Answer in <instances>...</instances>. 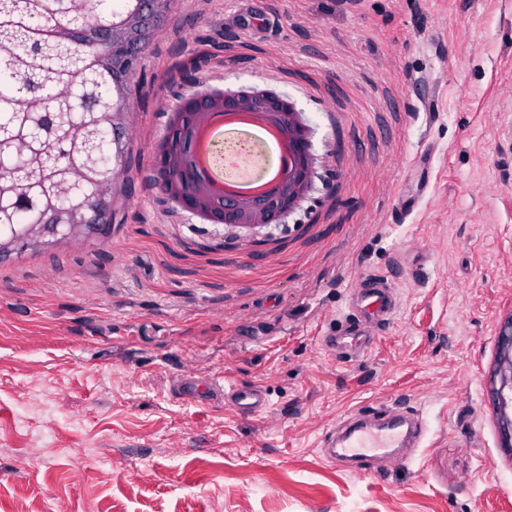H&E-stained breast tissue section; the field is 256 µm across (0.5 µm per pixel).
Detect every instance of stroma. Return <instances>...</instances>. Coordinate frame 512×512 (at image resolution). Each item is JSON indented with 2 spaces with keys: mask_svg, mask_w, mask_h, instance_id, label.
Returning a JSON list of instances; mask_svg holds the SVG:
<instances>
[{
  "mask_svg": "<svg viewBox=\"0 0 512 512\" xmlns=\"http://www.w3.org/2000/svg\"><path fill=\"white\" fill-rule=\"evenodd\" d=\"M225 85L302 114L312 189L281 223L212 224L149 180L180 96ZM130 110L109 230L0 259V512H512L484 390L512 307V0H184ZM366 273L397 307L343 362L319 338ZM187 372L268 407L178 400ZM366 404L419 409L426 450L324 463ZM216 389L224 391V387L215 384ZM224 401L243 414L258 413L268 406L264 390L259 386H244L224 391Z\"/></svg>",
  "mask_w": 512,
  "mask_h": 512,
  "instance_id": "obj_1",
  "label": "stroma"
}]
</instances>
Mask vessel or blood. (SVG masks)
Listing matches in <instances>:
<instances>
[{"instance_id":"1","label":"vessel or blood","mask_w":512,"mask_h":512,"mask_svg":"<svg viewBox=\"0 0 512 512\" xmlns=\"http://www.w3.org/2000/svg\"><path fill=\"white\" fill-rule=\"evenodd\" d=\"M352 304L354 313L342 328L319 339L322 350L343 359L370 350L375 329L386 326L394 313L396 297L387 279L365 275L353 293ZM224 400L243 414L260 412L268 405L258 386L231 389ZM425 434L426 427L416 412L362 408L347 420L342 434L329 432L321 437L320 456L333 466L345 464L351 475H374L380 458L396 448L423 447Z\"/></svg>"}]
</instances>
